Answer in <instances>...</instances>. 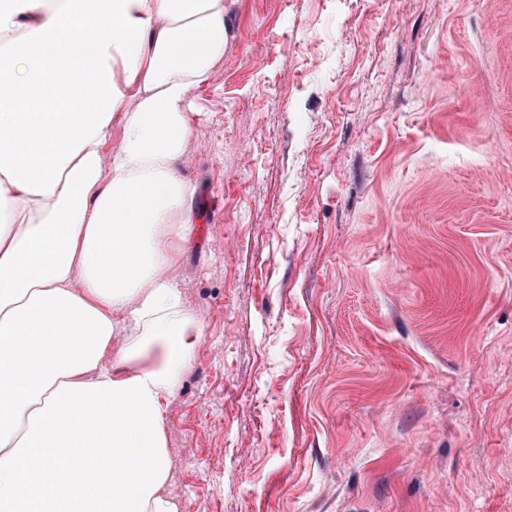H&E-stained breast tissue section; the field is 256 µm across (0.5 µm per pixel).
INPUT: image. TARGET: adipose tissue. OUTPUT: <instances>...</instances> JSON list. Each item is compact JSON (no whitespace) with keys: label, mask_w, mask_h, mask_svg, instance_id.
Wrapping results in <instances>:
<instances>
[{"label":"adipose tissue","mask_w":512,"mask_h":512,"mask_svg":"<svg viewBox=\"0 0 512 512\" xmlns=\"http://www.w3.org/2000/svg\"><path fill=\"white\" fill-rule=\"evenodd\" d=\"M224 34V0L0 9V512H177L166 407L202 327L174 165Z\"/></svg>","instance_id":"obj_1"}]
</instances>
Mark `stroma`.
<instances>
[{"label": "stroma", "mask_w": 512, "mask_h": 512, "mask_svg": "<svg viewBox=\"0 0 512 512\" xmlns=\"http://www.w3.org/2000/svg\"><path fill=\"white\" fill-rule=\"evenodd\" d=\"M224 20L175 164L179 512H512V0Z\"/></svg>", "instance_id": "1"}]
</instances>
